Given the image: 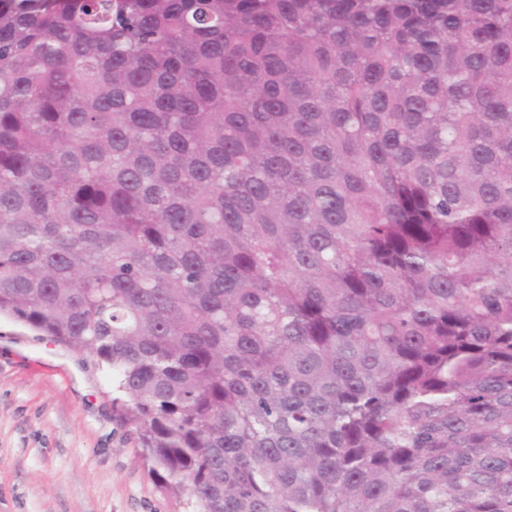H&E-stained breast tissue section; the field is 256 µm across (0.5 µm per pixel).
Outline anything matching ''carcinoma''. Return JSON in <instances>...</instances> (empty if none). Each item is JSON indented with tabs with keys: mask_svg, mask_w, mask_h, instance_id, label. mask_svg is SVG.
Wrapping results in <instances>:
<instances>
[{
	"mask_svg": "<svg viewBox=\"0 0 512 512\" xmlns=\"http://www.w3.org/2000/svg\"><path fill=\"white\" fill-rule=\"evenodd\" d=\"M0 314L196 512H512V0H0Z\"/></svg>",
	"mask_w": 512,
	"mask_h": 512,
	"instance_id": "carcinoma-1",
	"label": "carcinoma"
}]
</instances>
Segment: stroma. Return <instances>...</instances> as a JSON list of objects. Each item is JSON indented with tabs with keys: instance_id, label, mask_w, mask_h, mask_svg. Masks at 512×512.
<instances>
[{
	"instance_id": "35a3bbf8",
	"label": "stroma",
	"mask_w": 512,
	"mask_h": 512,
	"mask_svg": "<svg viewBox=\"0 0 512 512\" xmlns=\"http://www.w3.org/2000/svg\"><path fill=\"white\" fill-rule=\"evenodd\" d=\"M0 512H190L112 421V372L0 317Z\"/></svg>"
}]
</instances>
